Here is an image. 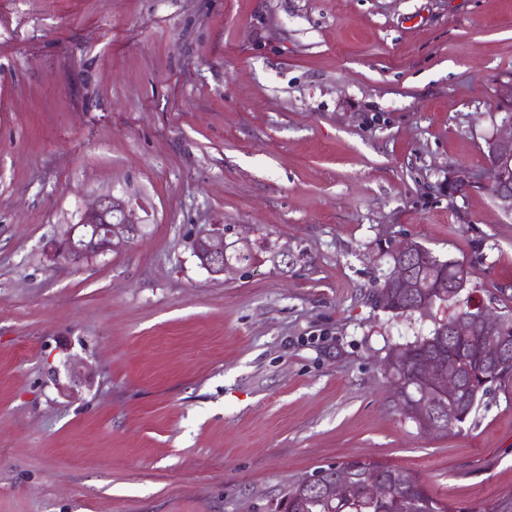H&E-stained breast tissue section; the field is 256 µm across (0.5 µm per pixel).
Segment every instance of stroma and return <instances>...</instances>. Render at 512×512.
<instances>
[{"label": "stroma", "instance_id": "stroma-1", "mask_svg": "<svg viewBox=\"0 0 512 512\" xmlns=\"http://www.w3.org/2000/svg\"><path fill=\"white\" fill-rule=\"evenodd\" d=\"M511 79L512 0H0V512H283L354 457L512 501V399L427 434L382 367L512 311V213L448 191ZM105 195L142 236L49 262ZM212 224L250 266H201ZM405 240L463 265L457 305H375Z\"/></svg>", "mask_w": 512, "mask_h": 512}]
</instances>
